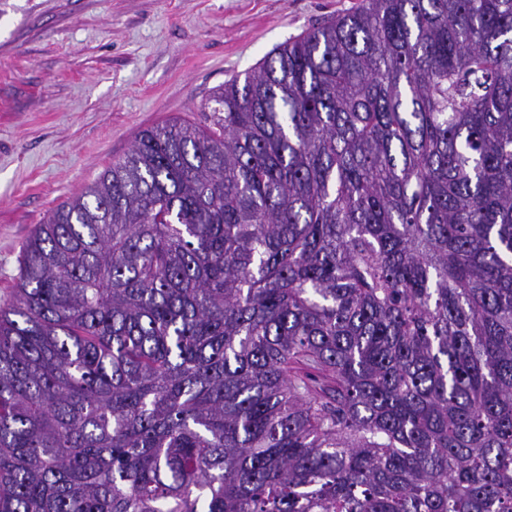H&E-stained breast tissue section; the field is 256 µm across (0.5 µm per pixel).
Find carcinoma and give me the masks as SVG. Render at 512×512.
I'll return each mask as SVG.
<instances>
[{
  "instance_id": "cac0c4a2",
  "label": "carcinoma",
  "mask_w": 512,
  "mask_h": 512,
  "mask_svg": "<svg viewBox=\"0 0 512 512\" xmlns=\"http://www.w3.org/2000/svg\"><path fill=\"white\" fill-rule=\"evenodd\" d=\"M23 245L0 512H512V0H361Z\"/></svg>"
}]
</instances>
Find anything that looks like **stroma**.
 <instances>
[{
	"label": "stroma",
	"mask_w": 512,
	"mask_h": 512,
	"mask_svg": "<svg viewBox=\"0 0 512 512\" xmlns=\"http://www.w3.org/2000/svg\"><path fill=\"white\" fill-rule=\"evenodd\" d=\"M360 0H0V303L36 224L276 46Z\"/></svg>",
	"instance_id": "obj_1"
}]
</instances>
